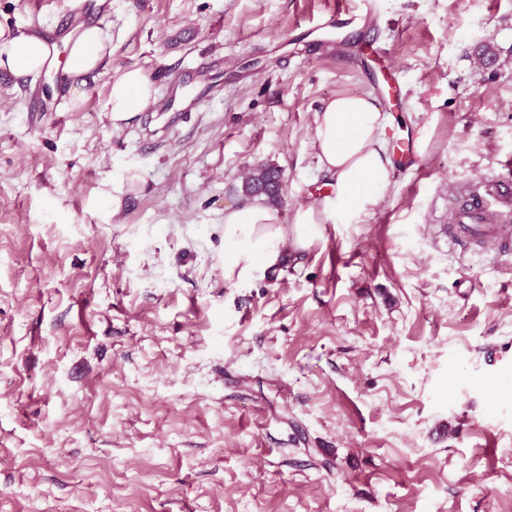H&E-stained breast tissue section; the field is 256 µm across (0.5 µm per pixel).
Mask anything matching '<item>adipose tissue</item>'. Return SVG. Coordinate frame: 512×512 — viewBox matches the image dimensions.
Segmentation results:
<instances>
[{"label":"adipose tissue","instance_id":"1","mask_svg":"<svg viewBox=\"0 0 512 512\" xmlns=\"http://www.w3.org/2000/svg\"><path fill=\"white\" fill-rule=\"evenodd\" d=\"M65 72L70 79L71 107L84 100L89 76L108 73L112 49L104 31L87 26L69 37ZM49 58L42 37L23 30L0 28V71L14 77L39 75ZM157 89L139 67L114 77L109 96L113 127H122L156 102ZM388 117L367 96H339L328 100L315 119L317 163L332 189L323 207L298 208L292 220L268 205L229 206L224 210V280L239 283L279 266L281 246L307 249L322 238L327 222L350 223L376 206L392 182L394 165L383 139Z\"/></svg>","mask_w":512,"mask_h":512}]
</instances>
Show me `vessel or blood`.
<instances>
[{"instance_id": "vessel-or-blood-1", "label": "vessel or blood", "mask_w": 512, "mask_h": 512, "mask_svg": "<svg viewBox=\"0 0 512 512\" xmlns=\"http://www.w3.org/2000/svg\"><path fill=\"white\" fill-rule=\"evenodd\" d=\"M376 17V0H350L322 18L318 29L324 37L319 45L340 59L367 66L373 82L391 91L395 88L392 65L386 53L371 43ZM493 206L512 218L511 178L484 177L474 188L457 192L448 219L449 238L498 251L512 248V225L494 224L488 218Z\"/></svg>"}]
</instances>
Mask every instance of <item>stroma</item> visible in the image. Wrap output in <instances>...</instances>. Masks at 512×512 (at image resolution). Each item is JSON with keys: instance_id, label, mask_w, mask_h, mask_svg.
<instances>
[{"instance_id": "obj_1", "label": "stroma", "mask_w": 512, "mask_h": 512, "mask_svg": "<svg viewBox=\"0 0 512 512\" xmlns=\"http://www.w3.org/2000/svg\"><path fill=\"white\" fill-rule=\"evenodd\" d=\"M64 2L0 0V27L64 36ZM333 2L97 0L158 97L221 61L174 122L113 128L107 75L68 110L60 57L0 78V512H512V252L448 239L452 192L512 175V0H380L392 187L224 280L242 174L322 207L317 112L381 98L306 52Z\"/></svg>"}]
</instances>
